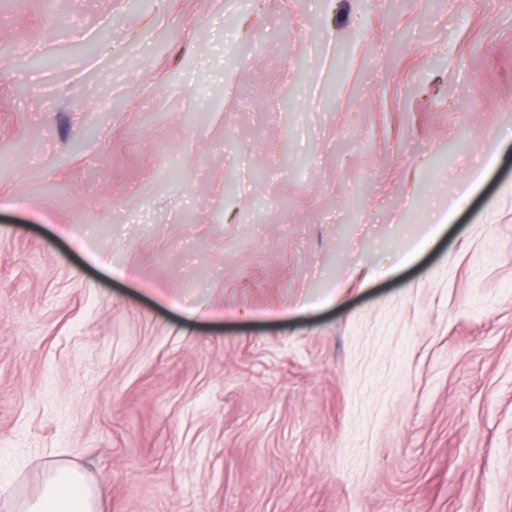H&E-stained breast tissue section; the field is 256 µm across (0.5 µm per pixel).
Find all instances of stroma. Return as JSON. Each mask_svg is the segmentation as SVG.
<instances>
[{"label": "stroma", "mask_w": 512, "mask_h": 512, "mask_svg": "<svg viewBox=\"0 0 512 512\" xmlns=\"http://www.w3.org/2000/svg\"><path fill=\"white\" fill-rule=\"evenodd\" d=\"M60 461L512 512V0H0V512Z\"/></svg>", "instance_id": "obj_1"}]
</instances>
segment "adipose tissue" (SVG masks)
Here are the masks:
<instances>
[{
    "instance_id": "1",
    "label": "adipose tissue",
    "mask_w": 512,
    "mask_h": 512,
    "mask_svg": "<svg viewBox=\"0 0 512 512\" xmlns=\"http://www.w3.org/2000/svg\"><path fill=\"white\" fill-rule=\"evenodd\" d=\"M98 491L82 466L56 467L41 494L24 512H98Z\"/></svg>"
}]
</instances>
